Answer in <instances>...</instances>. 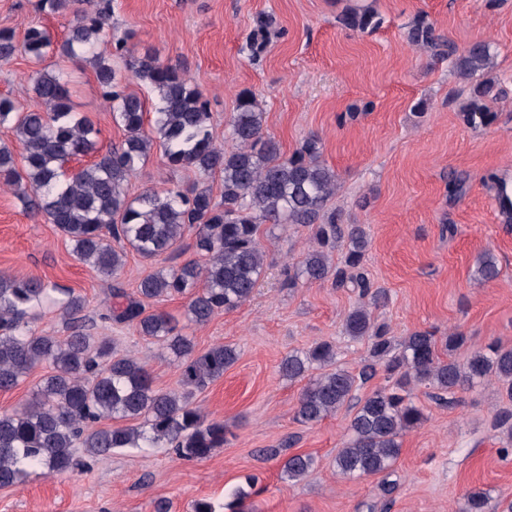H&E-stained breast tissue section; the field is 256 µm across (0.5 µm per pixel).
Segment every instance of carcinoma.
Returning a JSON list of instances; mask_svg holds the SVG:
<instances>
[{
    "label": "carcinoma",
    "mask_w": 512,
    "mask_h": 512,
    "mask_svg": "<svg viewBox=\"0 0 512 512\" xmlns=\"http://www.w3.org/2000/svg\"><path fill=\"white\" fill-rule=\"evenodd\" d=\"M111 0H37L39 13L70 12L73 21L64 39L53 40L46 28L28 27L16 39L0 30V63L21 54L37 62L60 55L93 67L113 121L124 130L119 144L99 146L100 130L73 110L64 70L39 69L29 76L31 89L44 109H32L10 96H0V127L12 130L18 146L0 142V183L11 188L28 208L57 226L71 244L74 257L96 275L114 281L108 307L95 320L86 314L83 297L69 288L39 278L0 275V391L25 381L32 369L46 364L51 372L30 398L12 409H0V488L20 483L26 469L39 466L48 475H61L120 448H169L188 462L209 458L224 447V421L210 419L191 402L194 391L224 375L238 358L235 347L217 344L197 351L180 321L156 304L175 297L186 300L184 319L203 325L215 315L233 310L253 295L266 264L259 228L263 224H299L310 231V245L284 269L285 284L329 282L359 290L360 302L345 317L343 330L353 342L369 343V360L354 374L337 365L336 346L329 341L288 354L281 372L290 380H307L294 418L312 425L333 415L360 383L382 367L392 383L375 391L356 410L348 438L335 457L336 472L345 480L390 476L401 454L402 437L424 421L412 400L418 385L438 390L452 403L456 395L495 381L512 395V347L491 343L471 348L465 361L438 356L435 335L414 331L395 342L388 326L377 322L373 309L386 294L374 286L364 267L367 232L361 224L343 223L329 209L338 174L321 160L322 143L309 136L286 157L274 137L264 130V112L257 94H237L225 136L231 151L215 143L212 112L202 91L175 66L146 51L133 55L126 42L114 50L106 27ZM341 25L373 32L382 18L373 9H347ZM270 21L259 19L247 36L254 51L267 34ZM408 40L426 49L434 61H446L456 75L469 81L494 66L490 43L475 41L463 49L420 17ZM130 57L132 77L159 97L150 128H145V100L120 88L112 55ZM497 99L495 82L472 86L461 107L468 125H487L493 118L489 102ZM173 169H192L202 176L219 174L224 192L216 199L207 188L185 190L147 188L131 198L125 183L149 161L154 150ZM93 160L76 171L69 164L82 157ZM499 208L512 220V187L490 175ZM193 243L185 246V234ZM346 247L343 264L332 254ZM193 250L196 258L163 266L144 277L127 295L118 279L126 250L141 258L176 260ZM477 275L490 281L498 275L496 259L487 254ZM45 305L62 309L64 336L39 334L32 322ZM132 326L146 340L163 346L174 358L180 389L153 387L144 362L117 348L107 337L93 335L96 321ZM104 419L133 424L101 427ZM316 464L310 454L296 453L281 464L290 481L305 479ZM257 491L235 489L229 501L217 504L201 498L192 512H255ZM458 512H512V500L475 489L464 496Z\"/></svg>",
    "instance_id": "1"
}]
</instances>
